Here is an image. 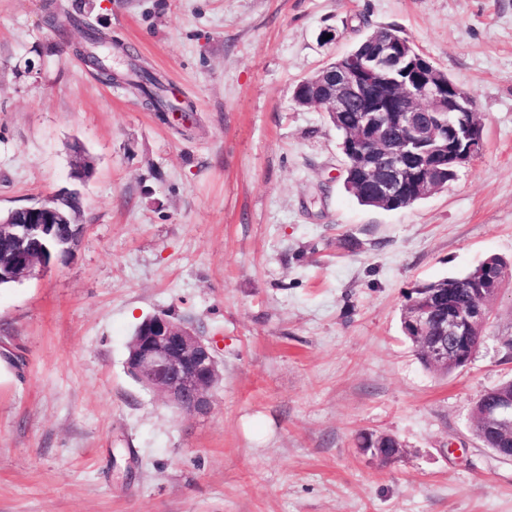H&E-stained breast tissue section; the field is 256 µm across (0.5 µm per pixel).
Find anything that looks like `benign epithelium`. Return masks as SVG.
Wrapping results in <instances>:
<instances>
[{"label":"benign epithelium","instance_id":"1","mask_svg":"<svg viewBox=\"0 0 512 512\" xmlns=\"http://www.w3.org/2000/svg\"><path fill=\"white\" fill-rule=\"evenodd\" d=\"M369 51L353 57L344 67L319 70L310 82L320 88L324 102L336 112L357 108L360 120L354 147L346 156L363 158L364 179L372 198L396 210L414 189L430 195L442 188L433 161L448 159V181L458 169L483 150L479 125L466 124L464 112L475 111L470 97L448 75L415 51L402 38L373 34ZM409 71L399 97L380 100L369 96L372 84L386 71ZM388 112L399 113L401 136L391 134ZM26 220L0 218V239L15 249L0 260V269L16 272L15 279L34 276L54 257L68 256L71 241L60 235L63 217L48 198L22 208ZM503 278L487 272L465 303L438 290L404 310V323L432 369L466 365L484 340L489 304L499 293ZM126 367L140 385L177 411L204 416L212 408V392L221 380L217 347L194 327L161 313L149 317L130 344ZM494 397L473 408L474 426L483 434L512 444V392L493 388Z\"/></svg>","mask_w":512,"mask_h":512}]
</instances>
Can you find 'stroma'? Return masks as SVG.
<instances>
[{
	"mask_svg": "<svg viewBox=\"0 0 512 512\" xmlns=\"http://www.w3.org/2000/svg\"><path fill=\"white\" fill-rule=\"evenodd\" d=\"M388 25L468 93L484 139L397 211L358 204L339 133L293 101ZM91 27L118 42L114 73L137 55L189 117L100 81ZM64 192L73 253L0 288V512H512V460L471 420L512 380V278L463 368L426 370L401 332L406 293L512 262V0H0V213ZM162 312L219 342L207 415L127 372Z\"/></svg>",
	"mask_w": 512,
	"mask_h": 512,
	"instance_id": "1",
	"label": "stroma"
}]
</instances>
